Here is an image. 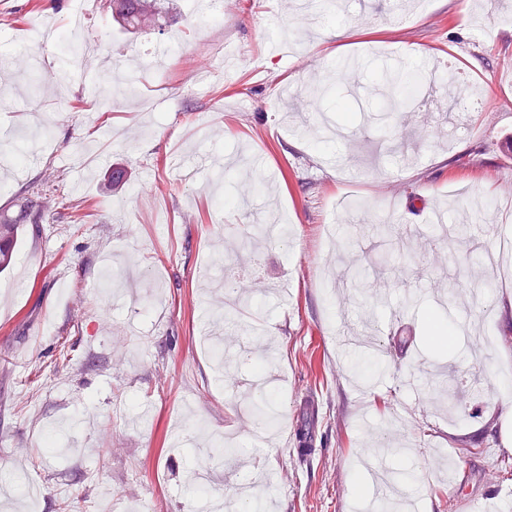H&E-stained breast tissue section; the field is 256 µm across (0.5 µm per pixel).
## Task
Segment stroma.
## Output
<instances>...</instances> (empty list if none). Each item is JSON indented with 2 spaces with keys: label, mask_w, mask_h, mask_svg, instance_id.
Segmentation results:
<instances>
[{
  "label": "stroma",
  "mask_w": 512,
  "mask_h": 512,
  "mask_svg": "<svg viewBox=\"0 0 512 512\" xmlns=\"http://www.w3.org/2000/svg\"><path fill=\"white\" fill-rule=\"evenodd\" d=\"M103 3L91 0L82 35L134 81L106 112L94 60L78 59L64 88L49 76L53 48L29 69L31 26L67 28L71 0H0V59L17 60L0 70V216L21 195L60 201L22 225L0 272V512H19L29 487L38 512L63 500L69 512H196L198 471L212 496L259 512H359L353 490L386 469L373 454L385 443L412 452L415 512H448L463 488L512 490L501 469L512 457V280L427 221L436 211L472 225L486 248L512 237V0H326L298 18L293 0H233L216 21L200 0H175L162 29L139 34ZM177 38L164 68L143 69L147 49ZM353 62L336 95L312 104ZM448 71L486 101L453 128L435 118ZM388 73L420 90L391 117ZM22 132L40 149L19 169L4 143ZM352 200L399 233L372 283L385 298L375 310L327 241L350 232ZM74 206L82 223L68 220ZM273 219L286 232L238 258L249 226ZM432 314L457 332L448 352L428 338ZM369 318L389 365L370 376L336 342ZM245 346L266 366L268 422L250 411ZM412 365L452 371L453 411L401 382ZM217 436L243 446L248 466L225 473Z\"/></svg>",
  "instance_id": "obj_1"
}]
</instances>
